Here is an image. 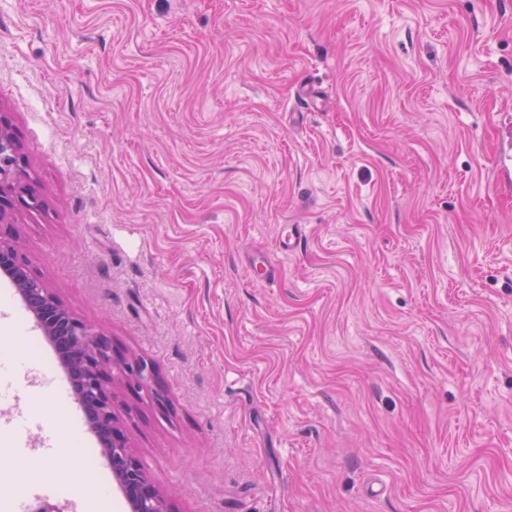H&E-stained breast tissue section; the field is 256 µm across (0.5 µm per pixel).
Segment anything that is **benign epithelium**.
<instances>
[{"label": "benign epithelium", "instance_id": "benign-epithelium-1", "mask_svg": "<svg viewBox=\"0 0 512 512\" xmlns=\"http://www.w3.org/2000/svg\"><path fill=\"white\" fill-rule=\"evenodd\" d=\"M21 158L11 127L0 119V274L10 280L21 299L31 307L38 328L46 336H54L49 312L66 326L62 339L67 369L80 370L77 401L85 409H94L92 429L103 446L115 475L133 512H175L166 495L151 481L135 457L125 434L117 426L115 410L121 403V390L152 399L167 409L168 400L158 388L153 364L142 358L126 356L112 345L104 329L71 313L56 293L31 269L21 254L13 234L7 209L10 197L21 203L38 204L33 192L21 190Z\"/></svg>", "mask_w": 512, "mask_h": 512}]
</instances>
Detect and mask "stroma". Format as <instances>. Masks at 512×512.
I'll return each mask as SVG.
<instances>
[{"label": "stroma", "mask_w": 512, "mask_h": 512, "mask_svg": "<svg viewBox=\"0 0 512 512\" xmlns=\"http://www.w3.org/2000/svg\"><path fill=\"white\" fill-rule=\"evenodd\" d=\"M0 116L21 252L158 372L116 415L175 512H512V0H0ZM82 416L0 407V512H130Z\"/></svg>", "instance_id": "1"}]
</instances>
